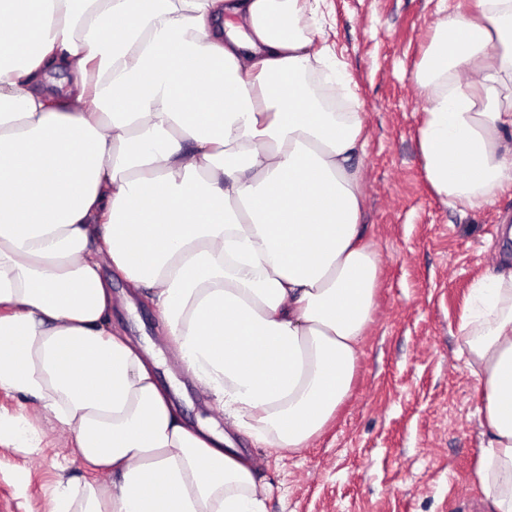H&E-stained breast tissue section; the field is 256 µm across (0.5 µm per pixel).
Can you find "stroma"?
<instances>
[{
	"mask_svg": "<svg viewBox=\"0 0 512 512\" xmlns=\"http://www.w3.org/2000/svg\"><path fill=\"white\" fill-rule=\"evenodd\" d=\"M330 41L363 116L362 222L381 257L374 321L352 388L324 432L295 452L254 444L203 390L176 404L190 424L230 434L271 484L267 512H483L470 476L483 442L478 383L457 357L456 326L472 284L497 266V228L512 188L479 210L449 207L428 182L419 128L428 104L414 73L444 5L470 0H328ZM112 325L155 358L161 384L186 382L157 312L112 283ZM25 408L45 433L41 453L0 446V512H49L60 473L108 482L77 455L68 430L33 401L0 392V409Z\"/></svg>",
	"mask_w": 512,
	"mask_h": 512,
	"instance_id": "obj_1",
	"label": "stroma"
}]
</instances>
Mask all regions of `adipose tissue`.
Returning <instances> with one entry per match:
<instances>
[{
    "instance_id": "1",
    "label": "adipose tissue",
    "mask_w": 512,
    "mask_h": 512,
    "mask_svg": "<svg viewBox=\"0 0 512 512\" xmlns=\"http://www.w3.org/2000/svg\"><path fill=\"white\" fill-rule=\"evenodd\" d=\"M327 0H0V391L73 435L96 484L50 512H267L229 436L189 425L112 327V282L160 314L238 431L307 447L347 399L376 310L356 112H328ZM73 75L50 89L48 72ZM414 80L426 176L451 206L512 184V0L439 23ZM458 353L479 381L485 512H512V225ZM0 445L39 452L21 413Z\"/></svg>"
}]
</instances>
